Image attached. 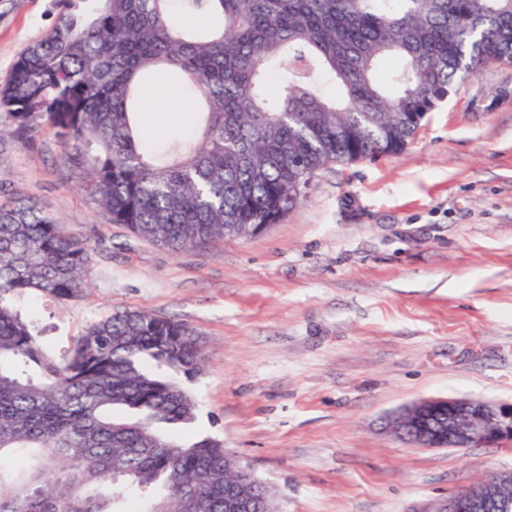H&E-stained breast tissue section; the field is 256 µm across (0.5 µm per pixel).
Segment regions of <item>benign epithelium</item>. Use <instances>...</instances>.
<instances>
[{
    "mask_svg": "<svg viewBox=\"0 0 512 512\" xmlns=\"http://www.w3.org/2000/svg\"><path fill=\"white\" fill-rule=\"evenodd\" d=\"M412 422L400 437L424 448H472L512 442V402L476 399L430 398L397 417ZM237 477L224 479V512H258L255 488L263 490L264 503L274 497L264 482L246 479L247 467L234 454L227 455ZM433 512H512V474L498 475L447 500Z\"/></svg>",
    "mask_w": 512,
    "mask_h": 512,
    "instance_id": "1",
    "label": "benign epithelium"
}]
</instances>
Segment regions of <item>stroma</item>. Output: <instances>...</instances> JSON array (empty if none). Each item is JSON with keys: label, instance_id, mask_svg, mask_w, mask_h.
I'll use <instances>...</instances> for the list:
<instances>
[{"label": "stroma", "instance_id": "35a3bbf8", "mask_svg": "<svg viewBox=\"0 0 512 512\" xmlns=\"http://www.w3.org/2000/svg\"><path fill=\"white\" fill-rule=\"evenodd\" d=\"M59 0H0V83ZM184 112L146 116L148 144ZM52 129L0 118V201L63 220L93 250L81 299L17 305L56 353L115 309L188 323L185 441L209 436L270 483L279 512H433L512 472V444L419 448L392 420L428 397L512 401V65L459 83L400 152L333 165L255 236L172 252L109 215L61 164Z\"/></svg>", "mask_w": 512, "mask_h": 512}]
</instances>
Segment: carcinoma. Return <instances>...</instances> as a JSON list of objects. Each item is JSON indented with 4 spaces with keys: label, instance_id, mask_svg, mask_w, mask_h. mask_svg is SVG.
I'll return each instance as SVG.
<instances>
[{
    "label": "carcinoma",
    "instance_id": "cac0c4a2",
    "mask_svg": "<svg viewBox=\"0 0 512 512\" xmlns=\"http://www.w3.org/2000/svg\"><path fill=\"white\" fill-rule=\"evenodd\" d=\"M489 63L512 64V0H61L0 110L21 136L54 130L112 223L178 252L277 223L321 169L401 150ZM173 75L202 128L150 150L143 80ZM90 263L61 221L0 202V512H224L223 444L174 435L195 416L179 377L205 360L193 328L115 311L57 357L16 308L81 297Z\"/></svg>",
    "mask_w": 512,
    "mask_h": 512
}]
</instances>
